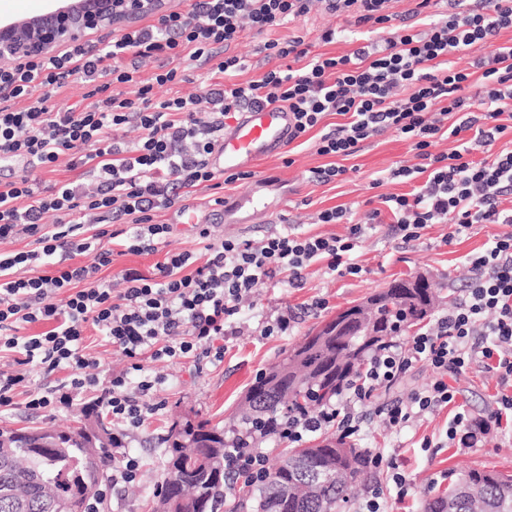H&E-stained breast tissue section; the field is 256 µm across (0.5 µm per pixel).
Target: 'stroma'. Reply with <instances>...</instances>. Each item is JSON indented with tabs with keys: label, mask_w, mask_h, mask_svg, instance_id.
I'll return each mask as SVG.
<instances>
[{
	"label": "stroma",
	"mask_w": 512,
	"mask_h": 512,
	"mask_svg": "<svg viewBox=\"0 0 512 512\" xmlns=\"http://www.w3.org/2000/svg\"><path fill=\"white\" fill-rule=\"evenodd\" d=\"M333 28L338 32L335 42L319 41L322 31ZM303 38L312 53L340 55L351 52L360 45L376 41V34L369 27L354 25L345 18L326 12L320 0H313L307 15L259 34L245 30L232 46L233 54L245 63L243 70L230 75L213 72L210 65H196L186 70V79L175 85L158 86L156 98L174 95L204 94L208 85L216 82L244 83L260 77L273 68L263 45L268 41L285 42ZM66 86L55 95L61 106L81 104L89 106L111 96L116 88L110 78L102 77L87 83L71 76ZM125 97L135 98V89L126 85ZM70 155L60 157L55 167L31 170L15 163L0 167V181L28 178L39 187L50 188L68 180L82 182L94 188L96 182L82 169H70ZM328 157L318 155L312 143L292 142L280 154L261 161L253 170L254 175L279 174L288 184L284 204L273 212L261 211L254 224L233 230V237L255 241L273 233L292 231L305 235L336 236L347 234L351 225L363 222L370 208L380 207V195L403 194L412 188L403 179H390L391 170L415 164L411 145L395 134L385 132L366 140L361 150L345 160L347 172L328 183L311 181L312 168L328 164ZM380 180L379 189H372L373 180ZM248 181L240 180L221 189L204 186L187 189L175 206L155 213L154 220L166 224L170 232L156 252L113 255L108 265H100L98 255L86 252L75 255L74 262L83 266H98V279L121 290V277L125 270L134 269L141 274L157 276V267L163 263L167 252L187 251L206 261L201 229H209L212 239H224L223 224L215 215L216 198L245 191ZM342 206L348 215L342 224H319L317 212ZM193 210L197 223H181L179 212ZM504 224H476L455 239H448V225H429L420 240L409 243L395 237L390 225L382 224L366 230L355 248L352 259L361 266L356 276L341 277L327 270L325 264L316 263L303 273L301 287L289 286L287 276L281 275L268 282L255 293L251 303L243 306L234 322L235 334L224 339L222 360H185L167 363L143 358L146 372L161 378L157 399L162 408L126 438V454L138 457L141 473L136 482L116 487L107 496L108 512H152L153 494L164 471L163 450L158 442L165 436L174 421L185 418L207 419L212 423L228 422L239 400L255 380L275 362L281 354L302 340L306 334L337 312L366 300L369 296L392 282L423 275L442 290L441 310H448L463 295L471 278L465 262L466 256L488 247L494 235L507 232ZM293 312L296 321L291 331L272 336L262 335L266 322L284 312ZM85 344L88 352L99 361L100 380L125 372L129 366L122 352L113 347L105 336L93 327L87 328ZM25 388L19 389L16 406L8 414L0 415V426L14 428L66 427L72 424L83 404L92 400V393H75L71 401L58 411L35 413L25 406L29 392L47 384H58V377H43L38 367L25 368ZM432 369L417 365L396 386L361 405V430L353 436L357 447L382 453L385 459L404 473L411 488L404 500H397L387 472L366 471L355 488L344 512H357L372 489L383 491L389 512H421L424 499L440 494L448 485L449 471L469 469H494L512 475V421L502 426H490L477 432L469 444L448 442L445 432L457 409H464L474 417L486 415L494 407L499 390L496 376L473 368L449 377L455 389V402L448 407L425 414L401 430L386 426L380 413L381 407L394 400L409 401L433 380Z\"/></svg>",
	"instance_id": "obj_1"
}]
</instances>
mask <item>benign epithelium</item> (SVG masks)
Returning <instances> with one entry per match:
<instances>
[{"label": "benign epithelium", "instance_id": "obj_1", "mask_svg": "<svg viewBox=\"0 0 512 512\" xmlns=\"http://www.w3.org/2000/svg\"><path fill=\"white\" fill-rule=\"evenodd\" d=\"M52 7L25 20H0V63L18 64L55 53L90 35L146 14L163 15V0H51Z\"/></svg>", "mask_w": 512, "mask_h": 512}]
</instances>
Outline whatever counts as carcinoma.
<instances>
[{"label": "carcinoma", "instance_id": "1", "mask_svg": "<svg viewBox=\"0 0 512 512\" xmlns=\"http://www.w3.org/2000/svg\"><path fill=\"white\" fill-rule=\"evenodd\" d=\"M437 301L435 289L385 288L310 332L249 387L229 426L187 419L161 438L162 484L153 512H224L237 477L225 449L250 452L278 437L291 414L332 401L360 375L364 360L403 327L424 320ZM362 322L360 336L336 333L339 323ZM103 423L105 439L88 451L85 423ZM112 427L99 404L84 410V422L65 432L0 428V512H83L87 486L100 488L112 467ZM367 452L342 435L318 437L291 448L267 466L264 479L243 482L231 512H340L366 469ZM424 512H512V475L471 469L452 474L446 493L429 500Z\"/></svg>", "mask_w": 512, "mask_h": 512}]
</instances>
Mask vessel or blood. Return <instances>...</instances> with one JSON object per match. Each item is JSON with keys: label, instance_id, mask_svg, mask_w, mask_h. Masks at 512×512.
Returning <instances> with one entry per match:
<instances>
[{"label": "vessel or blood", "instance_id": "obj_1", "mask_svg": "<svg viewBox=\"0 0 512 512\" xmlns=\"http://www.w3.org/2000/svg\"><path fill=\"white\" fill-rule=\"evenodd\" d=\"M294 130L291 112L283 106L247 109L239 122L226 128L210 156V165L226 174L251 171L263 158L280 153ZM280 176L254 179L246 192L225 197L217 210L225 228H238L253 214L268 208L269 193L279 187Z\"/></svg>", "mask_w": 512, "mask_h": 512}]
</instances>
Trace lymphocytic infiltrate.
Listing matches in <instances>:
<instances>
[{"label": "lymphocytic infiltrate", "mask_w": 512, "mask_h": 512, "mask_svg": "<svg viewBox=\"0 0 512 512\" xmlns=\"http://www.w3.org/2000/svg\"><path fill=\"white\" fill-rule=\"evenodd\" d=\"M452 2L449 17L416 32L395 25L394 0H322L326 12L376 27L384 35L383 48L312 57L299 37L265 42L276 67L242 84L207 89L208 112L197 111L196 96L160 100L153 89L175 82L182 65L198 61L214 63L222 74L241 70V59L227 50L243 28L267 32L305 16L310 0H184L183 11L115 34L97 50L76 44L57 55L0 67V96L7 99L0 106V164L49 168L72 153L77 166L98 181L92 193L76 181L49 190L25 178L0 182V241L24 234L34 243L26 251L0 252V354L10 353L15 367L0 372V413L14 407L25 382L23 367L36 366L47 377L65 370L69 376L61 388L30 394L27 408L51 412L66 403L68 393H97L119 432L114 442L122 444L123 433L159 409L153 398L161 380L142 374L143 356L197 362L221 355L218 342L240 304L276 276L287 275L296 288L304 270L318 262L342 277L359 274L351 260L362 234L358 224L344 236L288 231L258 242L209 243V257L198 267L191 253L172 252L158 277L125 270L118 293L94 281V268L72 265L74 254L96 248L101 262L109 263L111 253L101 250L104 233L98 228L105 221L125 225L126 252L153 251L169 232L168 225L154 223V211L171 207L180 190L215 180L209 157L236 112L287 107L298 138L326 115L342 116V123L320 137L322 156H353L363 141L387 129L410 140L418 162L396 174L412 181L413 190L383 196V208L366 215L367 223L377 224L382 209H389L392 229L403 242L419 240L431 224L450 225L457 234L475 224L512 225V207L503 205L512 197V151L470 157L473 145L492 146L508 131L501 118L512 113V43L495 46L490 39L512 29V0H484L479 11L468 8V0ZM464 56L470 57L469 66H458ZM145 58L161 60L163 68L141 82L137 64ZM301 58L305 66L292 68V60ZM72 74L135 82L138 96L118 93L91 106L59 110L53 97ZM474 84L482 90L477 100L465 94ZM128 123L140 131L131 148L113 137L115 128ZM444 137L455 138L456 148L434 152L436 140ZM49 212L55 222L43 223ZM51 261L52 274L27 279L16 274L18 268ZM468 264L472 277L455 307L409 342L391 340L373 353L359 383L346 389L341 401L289 419V442H302L334 423L346 435L356 434L359 426L346 403H366L420 363L433 368L435 379L409 402L383 409L389 427H405L417 415L448 406L455 398L449 375L475 366L497 377L496 407L480 420L456 413L449 441L512 415V232L495 236ZM33 323L42 324V331L22 335ZM90 325L123 352L137 378L121 373L100 382L98 362L83 346Z\"/></svg>", "instance_id": "1"}]
</instances>
